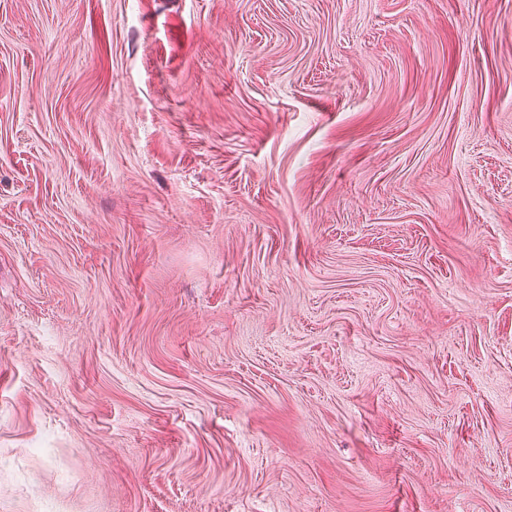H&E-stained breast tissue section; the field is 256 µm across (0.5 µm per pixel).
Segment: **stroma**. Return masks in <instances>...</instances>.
Returning a JSON list of instances; mask_svg holds the SVG:
<instances>
[{
  "label": "stroma",
  "mask_w": 512,
  "mask_h": 512,
  "mask_svg": "<svg viewBox=\"0 0 512 512\" xmlns=\"http://www.w3.org/2000/svg\"><path fill=\"white\" fill-rule=\"evenodd\" d=\"M0 512H512V0H0Z\"/></svg>",
  "instance_id": "1"
}]
</instances>
